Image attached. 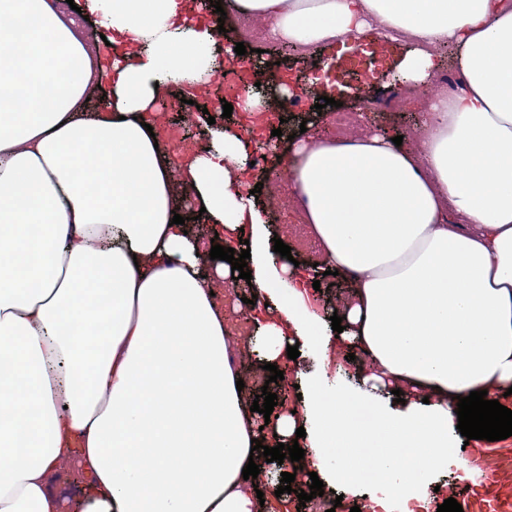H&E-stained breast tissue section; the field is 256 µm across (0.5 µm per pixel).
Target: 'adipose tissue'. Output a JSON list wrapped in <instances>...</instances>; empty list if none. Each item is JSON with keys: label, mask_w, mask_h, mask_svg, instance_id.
Here are the masks:
<instances>
[{"label": "adipose tissue", "mask_w": 512, "mask_h": 512, "mask_svg": "<svg viewBox=\"0 0 512 512\" xmlns=\"http://www.w3.org/2000/svg\"><path fill=\"white\" fill-rule=\"evenodd\" d=\"M228 16L324 60L360 39H403L408 91L451 51L458 86L414 141L304 136L284 151L286 189L319 270L349 277L342 333L323 326L303 277L276 264L250 192L253 135L208 126L187 155L161 107L216 63L220 34L198 0H0V240L29 227L37 257L0 251V512H263L275 484L244 479L266 446L301 439L304 470L346 488L390 482L417 512L447 466L457 399L512 387V0H221ZM109 103L88 114L90 93ZM217 241L173 224L184 195ZM248 239L250 334L282 365L297 344L328 365L357 351L371 377L413 392L315 385L259 433L216 282L212 244ZM305 437H297V428ZM379 459L375 469L364 460ZM78 477L75 497L56 491Z\"/></svg>", "instance_id": "adipose-tissue-1"}]
</instances>
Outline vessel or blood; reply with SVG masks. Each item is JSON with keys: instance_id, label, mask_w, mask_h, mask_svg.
<instances>
[{"instance_id": "vessel-or-blood-1", "label": "vessel or blood", "mask_w": 512, "mask_h": 512, "mask_svg": "<svg viewBox=\"0 0 512 512\" xmlns=\"http://www.w3.org/2000/svg\"><path fill=\"white\" fill-rule=\"evenodd\" d=\"M468 461L481 474V491L471 504L472 512H512V448L473 454Z\"/></svg>"}]
</instances>
